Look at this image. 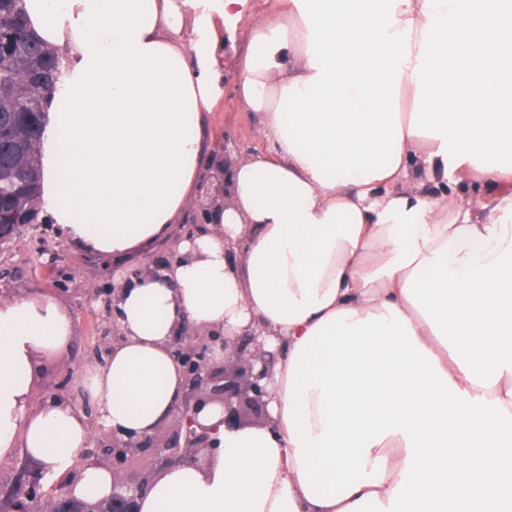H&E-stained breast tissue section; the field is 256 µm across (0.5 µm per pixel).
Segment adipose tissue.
Returning <instances> with one entry per match:
<instances>
[{"label":"adipose tissue","mask_w":512,"mask_h":512,"mask_svg":"<svg viewBox=\"0 0 512 512\" xmlns=\"http://www.w3.org/2000/svg\"><path fill=\"white\" fill-rule=\"evenodd\" d=\"M246 0H25L69 65L38 142L40 216L106 259L167 239L215 158L224 34ZM248 27L234 95L266 150L185 259L127 289L128 339L79 371L109 431L150 433L183 390L182 319L261 326L272 424L220 430L140 512H503L512 506V0H282ZM429 183L404 191L411 171ZM483 186L465 201L449 175ZM243 243L241 265L225 242ZM57 298L0 301V458L51 475L88 446L79 405L29 409L69 352Z\"/></svg>","instance_id":"ef3b65f1"}]
</instances>
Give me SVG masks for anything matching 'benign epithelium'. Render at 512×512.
Returning <instances> with one entry per match:
<instances>
[{"mask_svg": "<svg viewBox=\"0 0 512 512\" xmlns=\"http://www.w3.org/2000/svg\"><path fill=\"white\" fill-rule=\"evenodd\" d=\"M217 147L222 154V168L216 173L211 166L204 168L198 199L178 224L172 242L161 254L112 273V287L107 289V305L96 337L98 350L90 361L108 357L111 350L127 339L120 324L119 308L124 289L146 277H159L162 271L184 259L178 251L180 242L211 233L214 208L231 205L232 154L239 152V147L228 132L217 140ZM167 350L184 381V389L167 422L153 433L126 436L108 433L98 426L89 446L66 471L68 485L64 495L43 497L44 474L31 478L24 465L6 490H0V503L24 500L30 503L27 512H140V501L167 469L191 464L204 470L210 465L212 454L219 447L218 425L235 430L272 423L268 385L276 354L265 349L263 329L249 327L232 337L220 325L197 326L186 319L169 336ZM209 406L221 410L216 424L199 419L200 412ZM90 465H105L112 471V493L95 506L86 507L84 499L74 496L71 488Z\"/></svg>", "mask_w": 512, "mask_h": 512, "instance_id": "obj_1", "label": "benign epithelium"}]
</instances>
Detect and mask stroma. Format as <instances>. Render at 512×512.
Instances as JSON below:
<instances>
[{
    "label": "stroma",
    "instance_id": "obj_1",
    "mask_svg": "<svg viewBox=\"0 0 512 512\" xmlns=\"http://www.w3.org/2000/svg\"><path fill=\"white\" fill-rule=\"evenodd\" d=\"M258 119L236 100L232 86L224 88V107L215 115V134L230 132L242 151L258 148ZM90 254L78 249L58 228L46 223L25 231L4 253L0 268L16 273L12 288L21 292L50 294L67 305L75 318V336L68 354L38 359L33 371L32 391L35 396L51 392L64 377H75L89 361L96 343L97 326L103 313L105 288L112 285L111 271L90 265ZM100 288L98 296L76 291V284Z\"/></svg>",
    "mask_w": 512,
    "mask_h": 512
}]
</instances>
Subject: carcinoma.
<instances>
[{
    "instance_id": "cac0c4a2",
    "label": "carcinoma",
    "mask_w": 512,
    "mask_h": 512,
    "mask_svg": "<svg viewBox=\"0 0 512 512\" xmlns=\"http://www.w3.org/2000/svg\"><path fill=\"white\" fill-rule=\"evenodd\" d=\"M24 2L0 0V17L9 21L8 43L0 49V184L15 192L13 206L34 222L39 169L33 146L64 58L29 33Z\"/></svg>"
}]
</instances>
